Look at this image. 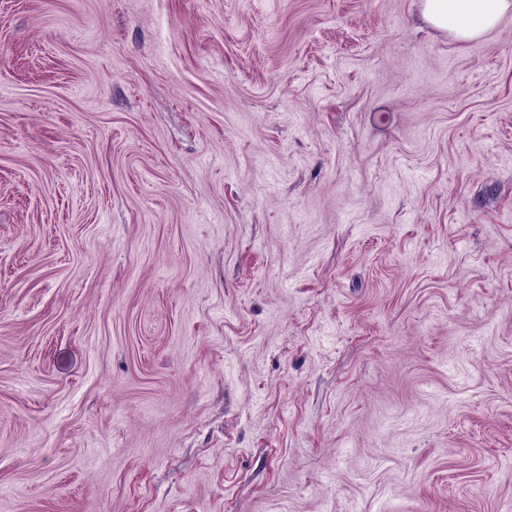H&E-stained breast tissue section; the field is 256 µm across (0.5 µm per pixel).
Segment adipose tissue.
I'll use <instances>...</instances> for the list:
<instances>
[{
  "mask_svg": "<svg viewBox=\"0 0 512 512\" xmlns=\"http://www.w3.org/2000/svg\"><path fill=\"white\" fill-rule=\"evenodd\" d=\"M512 10V0H424L423 16L455 38L470 40L493 27Z\"/></svg>",
  "mask_w": 512,
  "mask_h": 512,
  "instance_id": "ef3b65f1",
  "label": "adipose tissue"
}]
</instances>
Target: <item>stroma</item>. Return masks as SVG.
I'll list each match as a JSON object with an SVG mask.
<instances>
[{"instance_id": "1", "label": "stroma", "mask_w": 512, "mask_h": 512, "mask_svg": "<svg viewBox=\"0 0 512 512\" xmlns=\"http://www.w3.org/2000/svg\"><path fill=\"white\" fill-rule=\"evenodd\" d=\"M512 12L0 0V512H507ZM423 16L459 40L475 39L512 9L511 0H423Z\"/></svg>"}]
</instances>
